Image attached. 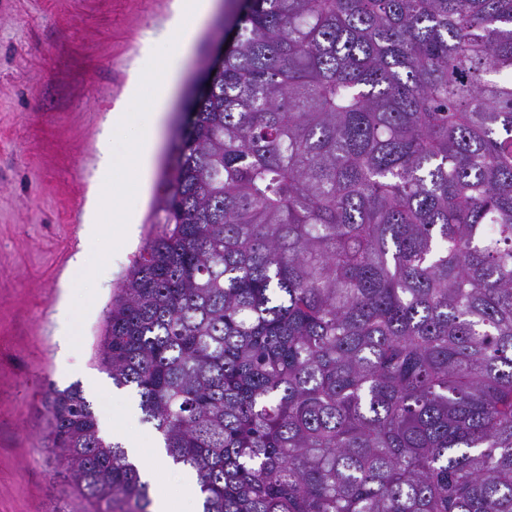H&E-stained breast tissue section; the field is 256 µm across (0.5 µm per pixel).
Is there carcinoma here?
I'll return each instance as SVG.
<instances>
[{
    "mask_svg": "<svg viewBox=\"0 0 512 512\" xmlns=\"http://www.w3.org/2000/svg\"><path fill=\"white\" fill-rule=\"evenodd\" d=\"M96 357L201 512H512V0H238ZM47 451L151 484L79 386Z\"/></svg>",
    "mask_w": 512,
    "mask_h": 512,
    "instance_id": "carcinoma-1",
    "label": "carcinoma"
}]
</instances>
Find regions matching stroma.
I'll list each match as a JSON object with an SVG mask.
<instances>
[{
	"label": "stroma",
	"mask_w": 512,
	"mask_h": 512,
	"mask_svg": "<svg viewBox=\"0 0 512 512\" xmlns=\"http://www.w3.org/2000/svg\"><path fill=\"white\" fill-rule=\"evenodd\" d=\"M173 0H0V512H86L67 474L44 447L49 386L79 385L96 417L127 420L140 447L159 435L141 420L139 398L117 388L95 359L104 312L152 230L153 201L171 151V132L232 0H215L194 33L191 53L165 110L148 184L137 206L135 238H83L97 140L122 101L147 35H160ZM153 94L144 82L113 135L115 187L133 171L125 162L130 129ZM105 254L86 277L76 253ZM71 324L77 346L60 333Z\"/></svg>",
	"instance_id": "1"
}]
</instances>
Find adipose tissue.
I'll return each mask as SVG.
<instances>
[{
    "label": "adipose tissue",
    "mask_w": 512,
    "mask_h": 512,
    "mask_svg": "<svg viewBox=\"0 0 512 512\" xmlns=\"http://www.w3.org/2000/svg\"><path fill=\"white\" fill-rule=\"evenodd\" d=\"M212 6L213 0H174L163 36L148 37L143 48L144 55L153 57V68L148 72H135L126 97L130 100L136 98L142 82L147 79L152 81L154 91L151 103L142 114L140 134L128 152V163L136 173L135 179L127 187L130 194L139 195L144 191L145 179L160 135L161 118L189 50V33L205 19ZM161 40L172 45L173 50L169 55H156L155 48ZM119 123V115H112L97 142L96 181L86 206L84 229L86 239L93 241L107 234L125 241L136 233L131 213L125 210L112 191V135Z\"/></svg>",
    "instance_id": "ef3b65f1"
}]
</instances>
